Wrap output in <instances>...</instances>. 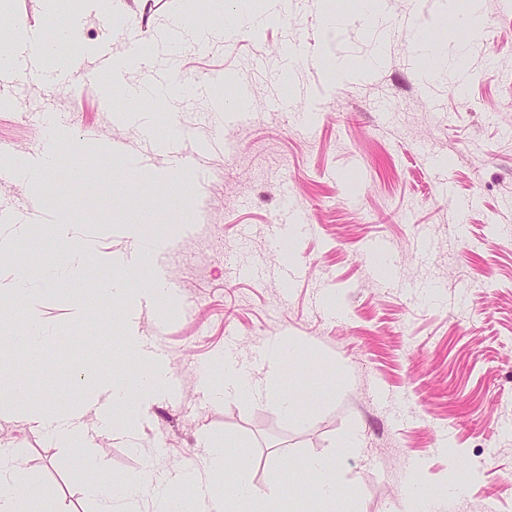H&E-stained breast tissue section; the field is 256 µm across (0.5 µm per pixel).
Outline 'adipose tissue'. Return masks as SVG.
Listing matches in <instances>:
<instances>
[{
  "mask_svg": "<svg viewBox=\"0 0 512 512\" xmlns=\"http://www.w3.org/2000/svg\"><path fill=\"white\" fill-rule=\"evenodd\" d=\"M74 1L81 8L107 16L112 13V0H53L55 12L60 13L63 19L53 36L37 30L0 32V71H14L22 62L34 64L58 58V48L62 45L78 47L81 15L71 9L70 4ZM227 7L226 0H209L206 14L199 21H176L168 30L160 32L159 37L164 41L182 38L188 42H208L223 35L224 20L229 15ZM49 135L51 145L48 150L33 156H18L9 162L15 176L35 189L44 187L54 178L60 154L70 148L65 132L54 127ZM50 231L57 240L67 243L68 249L61 260L42 268L38 277H30L26 269H19L12 290L15 302L28 301L33 289L45 292L61 283L67 284L70 292L76 295L83 294L85 290L86 280L82 271L93 254L91 238L77 237L71 224L54 223ZM98 291L115 306L113 321L132 323L139 291L132 288L123 272H114L100 282ZM124 346L127 353L140 360L139 369L118 377L90 369L80 370L73 377L74 383L82 385L90 380L94 387L92 395L82 398L76 410L56 417L38 409L31 413L32 421L39 427L48 429L65 447L77 450L79 470L95 465L89 449L85 447L89 436L83 420L85 411L94 410L99 422L108 430L130 432L137 429L165 385L167 370L154 361L142 337L125 336ZM292 362L299 363L307 373L322 377L325 384L334 381L333 375L324 373L323 364L316 356L302 351L293 339L282 337L266 350L264 376L260 379L234 353H225L224 383L212 389L211 395L217 401L238 398L272 400L284 416L303 421L305 412L296 405L292 393L283 387L285 367ZM24 454L21 448L0 452V512H48L42 487L23 466ZM194 480L193 473L189 471L153 481L140 474L133 479L132 485L136 488L151 486L161 500L163 512H277L276 500L285 492L283 484H274L265 491L241 477L236 481L232 497L213 496L202 484L195 498H182V486Z\"/></svg>",
  "mask_w": 512,
  "mask_h": 512,
  "instance_id": "1",
  "label": "adipose tissue"
}]
</instances>
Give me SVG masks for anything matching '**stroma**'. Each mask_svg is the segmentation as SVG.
<instances>
[{"label":"stroma","mask_w":512,"mask_h":512,"mask_svg":"<svg viewBox=\"0 0 512 512\" xmlns=\"http://www.w3.org/2000/svg\"><path fill=\"white\" fill-rule=\"evenodd\" d=\"M472 8L478 30L454 25ZM381 10L363 14L361 0H292L288 17L256 32L228 24L223 37L185 44L174 61L155 35L175 18H201L202 0H112L115 25L93 12L82 18L80 39L93 57L64 46L68 71L46 60L33 72L0 74V158L40 152L47 118L57 120L84 164L60 156L57 180L41 193L52 212L92 231L99 252L116 257L133 247L124 224L150 221L167 240L163 274L175 288L173 305H139L135 326L179 387L159 396L134 436L99 430L91 443L96 472L76 475L74 450L33 425L29 404L0 410V448L25 449V466L53 512H102L107 505L88 491L102 477L120 492L114 512H158L151 491L125 493V478L187 467L210 477L219 494L239 474L263 489L286 476L304 512H320L303 466L313 456L336 458L340 495H355L358 512H410L411 480L432 495L456 472L462 493L447 512H512V6L383 0ZM329 14L344 21L331 43L323 35ZM419 26L433 37L430 53L418 48ZM462 43L463 96L454 69L427 78ZM287 45L299 49L302 64L283 58ZM377 46L379 64L364 66ZM136 47L148 49L152 67L111 75V61ZM337 60L344 68L332 80L327 71ZM166 76L191 94L134 107L158 135L177 126L180 151L200 165L172 169L137 122L114 118L100 91L110 78L124 88ZM221 76L246 90L245 113L214 112ZM105 144L106 160L96 151ZM131 156L168 170L170 181L113 202L104 180L127 176ZM443 180L451 194L440 189ZM185 186L194 193L183 213L173 199ZM37 194L0 168V209L32 216ZM89 198L96 211L83 208ZM292 212L303 229L283 250L268 227ZM422 230L431 241L424 254L416 248ZM377 238L390 258L383 270L365 257ZM61 252L46 223L32 224L0 260V302L10 304L18 265L34 274ZM287 265L299 270L294 280L279 275ZM105 311L104 298L61 290L13 306L0 316V366L45 413L66 410L64 385L74 371L137 366L123 327ZM32 312L51 331L35 367L11 344ZM280 336L336 375L328 388L287 365L304 422L267 400L208 398L201 369L211 368L212 384H220L216 364L225 352L253 365ZM210 442L227 445L229 467L215 478Z\"/></svg>","instance_id":"stroma-1"}]
</instances>
